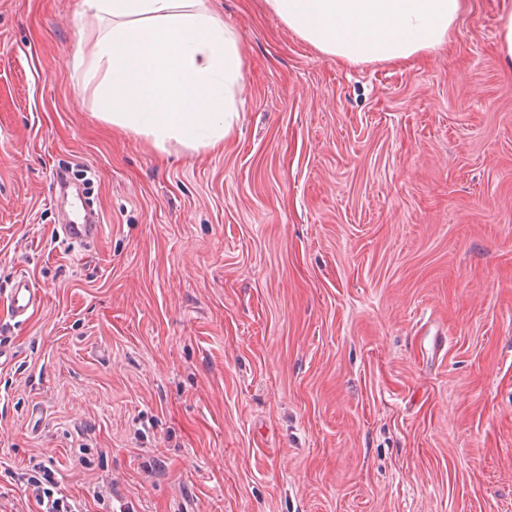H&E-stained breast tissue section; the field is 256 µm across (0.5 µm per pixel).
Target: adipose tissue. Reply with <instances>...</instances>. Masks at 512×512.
<instances>
[{
	"label": "adipose tissue",
	"mask_w": 512,
	"mask_h": 512,
	"mask_svg": "<svg viewBox=\"0 0 512 512\" xmlns=\"http://www.w3.org/2000/svg\"><path fill=\"white\" fill-rule=\"evenodd\" d=\"M324 54L352 64L406 60L448 40L462 0H265ZM101 28L77 78L98 116L143 138L214 149L232 138L245 91L235 33L208 0H81Z\"/></svg>",
	"instance_id": "1"
}]
</instances>
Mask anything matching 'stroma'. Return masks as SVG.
I'll return each mask as SVG.
<instances>
[{
	"mask_svg": "<svg viewBox=\"0 0 512 512\" xmlns=\"http://www.w3.org/2000/svg\"><path fill=\"white\" fill-rule=\"evenodd\" d=\"M464 3L356 65L210 0L239 129L161 153L72 80L80 0H0V463L88 512H512V0ZM100 225L96 224L93 214L84 211L82 222L62 225L61 230L67 239L74 242H85L98 233ZM8 308L14 319L24 318L41 302L39 289L26 275L20 274L14 279L7 296Z\"/></svg>",
	"mask_w": 512,
	"mask_h": 512,
	"instance_id": "stroma-1",
	"label": "stroma"
}]
</instances>
